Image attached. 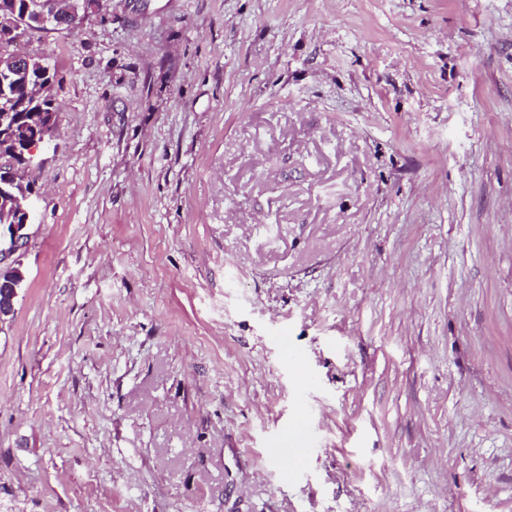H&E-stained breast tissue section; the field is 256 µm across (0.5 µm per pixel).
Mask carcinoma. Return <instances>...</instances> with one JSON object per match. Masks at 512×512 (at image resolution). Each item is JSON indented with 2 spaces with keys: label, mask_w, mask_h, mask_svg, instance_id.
Here are the masks:
<instances>
[{
  "label": "carcinoma",
  "mask_w": 512,
  "mask_h": 512,
  "mask_svg": "<svg viewBox=\"0 0 512 512\" xmlns=\"http://www.w3.org/2000/svg\"><path fill=\"white\" fill-rule=\"evenodd\" d=\"M52 0H0V56L18 52V45L32 31H61L69 26L51 16ZM30 70L19 77L0 78V139L27 141L38 123L57 121L58 108L53 94L56 72L46 59L28 56ZM41 80L42 92L27 102L15 98V87L25 80Z\"/></svg>",
  "instance_id": "carcinoma-1"
}]
</instances>
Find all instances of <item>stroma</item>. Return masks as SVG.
<instances>
[{
  "mask_svg": "<svg viewBox=\"0 0 512 512\" xmlns=\"http://www.w3.org/2000/svg\"><path fill=\"white\" fill-rule=\"evenodd\" d=\"M0 319V512H512V0H110Z\"/></svg>",
  "mask_w": 512,
  "mask_h": 512,
  "instance_id": "obj_1",
  "label": "stroma"
}]
</instances>
